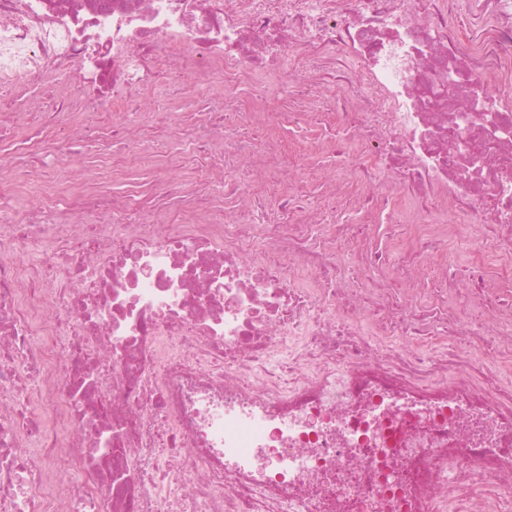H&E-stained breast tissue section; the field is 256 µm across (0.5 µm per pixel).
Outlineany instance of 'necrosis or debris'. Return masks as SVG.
<instances>
[{"label": "necrosis or debris", "instance_id": "obj_1", "mask_svg": "<svg viewBox=\"0 0 512 512\" xmlns=\"http://www.w3.org/2000/svg\"><path fill=\"white\" fill-rule=\"evenodd\" d=\"M285 64L297 97L350 88L335 136L293 107L246 119L324 158L357 143L413 206L401 237L370 204L313 224L279 139L213 158L238 94ZM72 67L69 106L106 94L115 141L160 69L218 83L187 154L238 204L189 194L160 219L49 183L21 217V178H53L78 134L41 113V147L0 154V512H512V100L479 112L471 88L512 83V0H0V130L14 87Z\"/></svg>", "mask_w": 512, "mask_h": 512}]
</instances>
